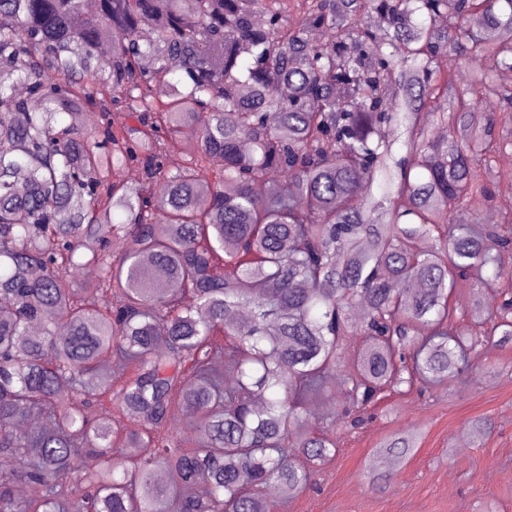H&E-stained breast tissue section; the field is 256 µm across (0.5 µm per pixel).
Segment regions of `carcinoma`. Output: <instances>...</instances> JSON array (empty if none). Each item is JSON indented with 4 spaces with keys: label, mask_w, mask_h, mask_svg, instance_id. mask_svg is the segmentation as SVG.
<instances>
[{
    "label": "carcinoma",
    "mask_w": 512,
    "mask_h": 512,
    "mask_svg": "<svg viewBox=\"0 0 512 512\" xmlns=\"http://www.w3.org/2000/svg\"><path fill=\"white\" fill-rule=\"evenodd\" d=\"M506 68L512 0H0V512H276L266 486L292 499L336 453L296 428L350 336L351 426L386 389L453 382L484 338L511 346L512 214L455 223L512 147ZM469 279L498 302L461 329ZM471 280L464 281L459 286V288L456 289V294L454 295V300L456 301V306L461 311V314H458V320L457 323L465 324L466 323V312L468 309L469 304L471 303V300L473 299L474 295L476 293H479L480 295L485 297L483 288H476V286H472ZM190 411L182 407L181 405L175 406V413L171 416V426L178 438L181 439V443L184 446H191L193 434L191 433L188 425L192 419Z\"/></svg>",
    "instance_id": "obj_1"
}]
</instances>
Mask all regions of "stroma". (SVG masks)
<instances>
[{"mask_svg":"<svg viewBox=\"0 0 512 512\" xmlns=\"http://www.w3.org/2000/svg\"><path fill=\"white\" fill-rule=\"evenodd\" d=\"M476 361L451 385L386 392L356 428H335L336 456L281 512H512V346L483 343ZM477 417L494 430L474 440ZM413 427L424 431L413 457L374 460L382 439Z\"/></svg>","mask_w":512,"mask_h":512,"instance_id":"stroma-1","label":"stroma"}]
</instances>
